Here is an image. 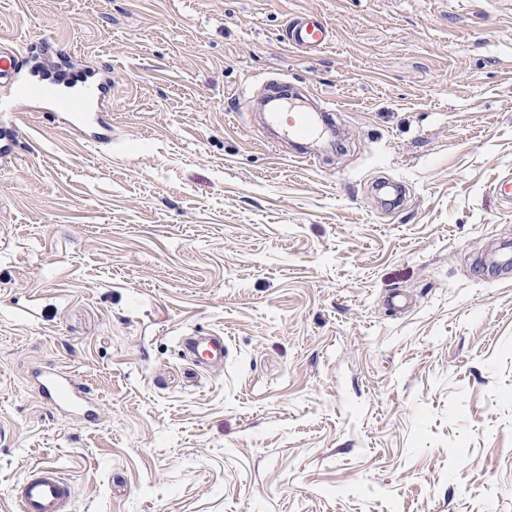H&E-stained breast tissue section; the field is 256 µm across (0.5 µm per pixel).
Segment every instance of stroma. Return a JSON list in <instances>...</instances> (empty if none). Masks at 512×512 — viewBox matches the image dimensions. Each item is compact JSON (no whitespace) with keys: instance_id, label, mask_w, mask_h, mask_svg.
Listing matches in <instances>:
<instances>
[{"instance_id":"1","label":"stroma","mask_w":512,"mask_h":512,"mask_svg":"<svg viewBox=\"0 0 512 512\" xmlns=\"http://www.w3.org/2000/svg\"><path fill=\"white\" fill-rule=\"evenodd\" d=\"M306 12L324 52L281 40ZM1 37L112 90L98 144L0 112V512L43 463L72 512H512V0H0ZM270 79L344 151L273 139ZM203 341L186 338L184 340L187 350H189L196 359V362L209 367L216 368L224 362V338L214 336ZM38 393L58 414L85 422L98 421L102 402L89 385L71 372L50 368L34 376Z\"/></svg>"}]
</instances>
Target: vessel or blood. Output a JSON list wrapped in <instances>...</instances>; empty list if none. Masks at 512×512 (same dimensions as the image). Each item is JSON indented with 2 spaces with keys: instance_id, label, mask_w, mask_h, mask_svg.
<instances>
[{
  "instance_id": "vessel-or-blood-1",
  "label": "vessel or blood",
  "mask_w": 512,
  "mask_h": 512,
  "mask_svg": "<svg viewBox=\"0 0 512 512\" xmlns=\"http://www.w3.org/2000/svg\"><path fill=\"white\" fill-rule=\"evenodd\" d=\"M289 47L307 54L319 53L332 42V30L321 17L305 14L289 20L282 36ZM0 80L17 83V97L21 100H39L49 111L65 119L70 127L79 129L93 122H102L101 104L108 96L110 86L94 81L78 94L60 96L36 84L17 81L14 52L0 44ZM271 122L284 128L288 136L307 141L319 131L320 116L298 108L273 104L269 109ZM185 346L198 362L218 367L224 362V339L220 336L207 341L186 339ZM34 384L38 393L58 414L85 422L99 420L102 402L89 385L76 375L51 368L37 372ZM18 512H71L73 491L58 469L44 464L38 467L18 486L15 492Z\"/></svg>"
}]
</instances>
